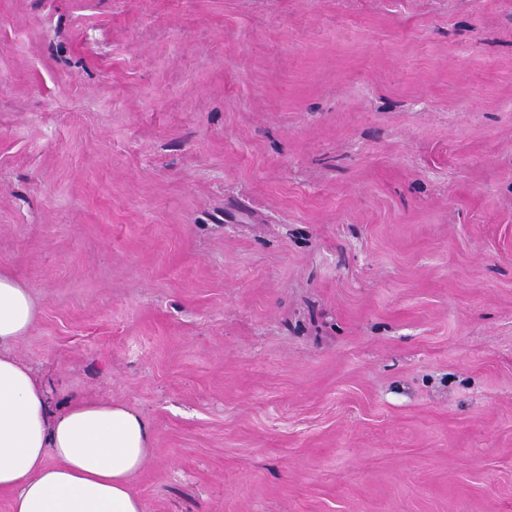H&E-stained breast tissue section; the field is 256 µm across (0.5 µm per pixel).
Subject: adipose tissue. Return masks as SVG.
Here are the masks:
<instances>
[{"mask_svg":"<svg viewBox=\"0 0 512 512\" xmlns=\"http://www.w3.org/2000/svg\"><path fill=\"white\" fill-rule=\"evenodd\" d=\"M38 309L28 289L0 271V494L11 512H143L132 481L154 433L121 403L73 397L52 405L15 355Z\"/></svg>","mask_w":512,"mask_h":512,"instance_id":"obj_1","label":"adipose tissue"}]
</instances>
